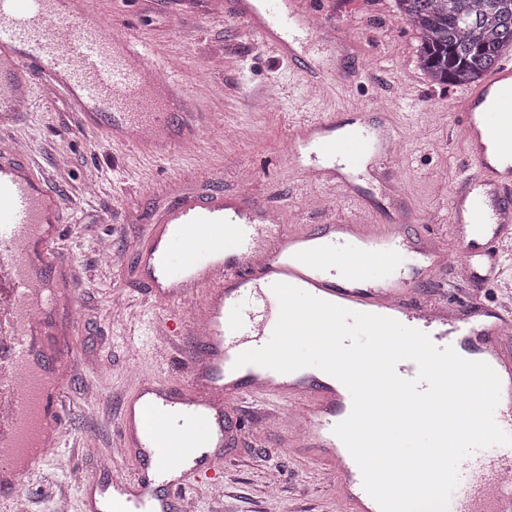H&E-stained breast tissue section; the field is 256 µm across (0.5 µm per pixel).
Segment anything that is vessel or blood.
<instances>
[{"mask_svg": "<svg viewBox=\"0 0 512 512\" xmlns=\"http://www.w3.org/2000/svg\"><path fill=\"white\" fill-rule=\"evenodd\" d=\"M224 9L258 42L302 64L317 85L336 81L334 65L315 57L318 31L301 0H224ZM152 53L125 30L106 29L92 0H0V110L20 109L33 75L54 84L85 125L154 158L193 140L183 88L158 79ZM459 128L474 172L450 193L452 246L419 238L399 224H368L371 204L342 170L390 171L399 130L395 113L381 123L331 111L289 125V159L304 178L334 176L356 221L310 228L281 223L280 208L242 192L203 196L182 191L149 227L133 269L159 303L199 295L188 315L152 320L167 348L181 336L196 346L184 363L188 385L139 377L118 434L123 458L142 468L107 487L82 489L87 512H184L193 482L216 480V463L243 428L268 430L283 409L294 417L281 437L314 463H328L342 512H380L360 469L334 427L352 409L349 390L314 368L280 373L237 356L265 345L279 317L274 283L296 286L341 307L396 319L437 347L488 363L501 381L495 420L512 434V305L481 297L483 283L504 280L499 250L512 244V63L497 64L457 101ZM65 208L34 168L0 150V497L16 499L30 469L60 444L65 376L76 362L55 331L56 297L44 279L60 256ZM456 248V264L448 250ZM451 512H512V455L480 448L458 468Z\"/></svg>", "mask_w": 512, "mask_h": 512, "instance_id": "vessel-or-blood-1", "label": "vessel or blood"}]
</instances>
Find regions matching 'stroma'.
I'll use <instances>...</instances> for the list:
<instances>
[{
	"mask_svg": "<svg viewBox=\"0 0 512 512\" xmlns=\"http://www.w3.org/2000/svg\"><path fill=\"white\" fill-rule=\"evenodd\" d=\"M302 2L349 45L337 64L347 84L324 99H309L295 68L259 46L225 13L224 0H94L100 16L148 44L156 59L179 66L198 114L192 149L160 160L109 142L41 79L28 110L0 129V143L28 142L27 159L47 189L78 206L61 228L78 300H57L52 309L77 366L66 391L64 444L20 488L27 512H56L63 500L69 512H83V491L70 472L109 480L103 458L115 446L121 402L137 378L187 380L180 359L161 356L139 326V315L157 316L160 308L130 275L100 262L99 243L134 257L148 224L177 191L232 192L246 171L254 175L255 196L283 206L285 223H322L321 211L304 203L325 194L326 185L303 181L284 161L290 116L332 106L346 122L352 108L377 104L398 112L401 147L392 175L362 185L380 219L405 215L410 234L450 244L451 181L471 166L454 109L461 86L430 81L419 34L399 18L395 0ZM191 491L196 512H340L326 466L305 462L273 436L243 435L224 455L220 486L195 483Z\"/></svg>",
	"mask_w": 512,
	"mask_h": 512,
	"instance_id": "obj_1",
	"label": "stroma"
}]
</instances>
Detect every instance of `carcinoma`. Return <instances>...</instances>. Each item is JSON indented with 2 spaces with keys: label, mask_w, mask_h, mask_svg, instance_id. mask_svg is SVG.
<instances>
[{
  "label": "carcinoma",
  "mask_w": 512,
  "mask_h": 512,
  "mask_svg": "<svg viewBox=\"0 0 512 512\" xmlns=\"http://www.w3.org/2000/svg\"><path fill=\"white\" fill-rule=\"evenodd\" d=\"M421 37L420 60L438 84H475L512 48V0H396Z\"/></svg>",
  "instance_id": "obj_1"
}]
</instances>
